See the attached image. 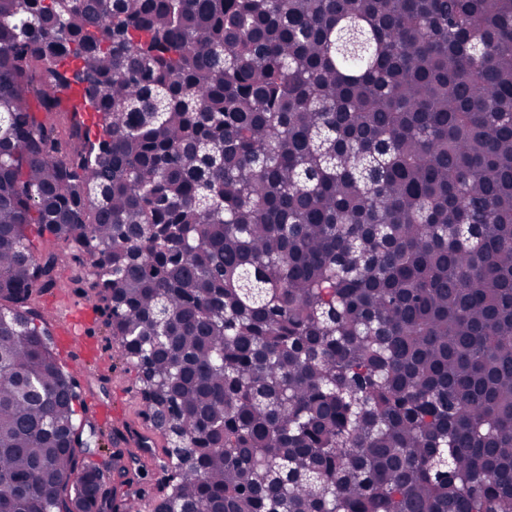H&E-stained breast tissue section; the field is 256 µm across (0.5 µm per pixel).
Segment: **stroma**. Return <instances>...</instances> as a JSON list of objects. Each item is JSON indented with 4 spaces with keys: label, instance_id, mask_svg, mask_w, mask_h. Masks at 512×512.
I'll return each mask as SVG.
<instances>
[{
    "label": "stroma",
    "instance_id": "1",
    "mask_svg": "<svg viewBox=\"0 0 512 512\" xmlns=\"http://www.w3.org/2000/svg\"><path fill=\"white\" fill-rule=\"evenodd\" d=\"M43 307H55L49 320L50 345L63 369H70L75 357H83L87 370L76 373L80 400L77 417L91 425L96 446L80 452V460L95 465L110 485H120L117 463L129 465L130 491L140 492L141 512H153L155 502L167 493V474L162 468L166 439L145 417L144 400L134 372L119 357L118 343L106 325L107 317L87 282H68L59 291L45 294ZM88 309L84 341L74 345L62 339L59 316L73 307Z\"/></svg>",
    "mask_w": 512,
    "mask_h": 512
}]
</instances>
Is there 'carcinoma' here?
I'll return each mask as SVG.
<instances>
[{"instance_id": "carcinoma-1", "label": "carcinoma", "mask_w": 512, "mask_h": 512, "mask_svg": "<svg viewBox=\"0 0 512 512\" xmlns=\"http://www.w3.org/2000/svg\"><path fill=\"white\" fill-rule=\"evenodd\" d=\"M50 240L154 512H512V0H0V512H112ZM73 304L80 308H88L89 315L85 323L84 341L80 346L72 343L82 339L81 326L70 316ZM99 303L88 288L87 277L80 283L68 282L59 291L45 294L42 307L47 311L56 306V317L49 318L48 328L50 345L59 364L79 383L80 402L76 405L77 421H85L96 432L91 452L80 449L79 461H87L95 465L106 478H110L107 488L118 486L122 491L133 493L145 490V495L138 499L141 512H153L155 502L163 498L167 489V473L161 467L164 460L166 439L154 429L145 417L144 400L138 389L135 373L119 357L118 343L106 326L107 316L96 306ZM69 314L64 320V329L68 339L64 341L58 328L63 320L59 316ZM76 356L85 359L90 366L82 372H73L71 365ZM100 407H113L119 415L121 432L135 438L132 446L124 447L116 441V432L112 424L103 421L98 413ZM95 446V448H93ZM122 455L121 462L128 465L130 472L127 477H119L116 470L117 456ZM135 459L137 462H133ZM134 463V464H133ZM130 480V486H121V481Z\"/></svg>"}]
</instances>
